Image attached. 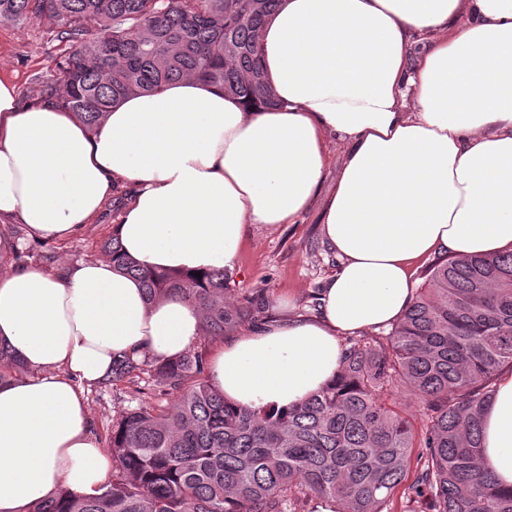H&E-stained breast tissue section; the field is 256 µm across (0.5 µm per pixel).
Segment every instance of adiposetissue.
<instances>
[{"label":"adipose tissue","instance_id":"ef3b65f1","mask_svg":"<svg viewBox=\"0 0 512 512\" xmlns=\"http://www.w3.org/2000/svg\"><path fill=\"white\" fill-rule=\"evenodd\" d=\"M259 42L271 108L183 78L91 128L0 79V224L66 240L123 181L112 233L147 271L231 268L247 225L297 223L335 168L321 222L339 266L319 316L232 338L209 365L214 389L256 410L318 392L342 336L400 319L422 258L512 250V0H280ZM331 135L346 145L335 166ZM201 328L196 305L148 300L111 259L1 274L0 343L27 373L0 383V512L100 494L113 462L87 389L113 357L167 360ZM481 465L512 487V371L483 419Z\"/></svg>","mask_w":512,"mask_h":512}]
</instances>
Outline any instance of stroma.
<instances>
[{
	"label": "stroma",
	"instance_id": "obj_1",
	"mask_svg": "<svg viewBox=\"0 0 512 512\" xmlns=\"http://www.w3.org/2000/svg\"><path fill=\"white\" fill-rule=\"evenodd\" d=\"M52 29V22L46 19L0 22V78L17 85L22 101L37 100L41 85L56 73L62 47L54 40ZM335 180V170H328L321 196L314 198L299 223L248 225L239 257L230 270L231 302L262 295L264 314L274 320L318 313L320 288L338 266L320 226L321 197L332 191ZM129 200V187H118L99 219L64 242L33 237L22 224H0V234L12 242L10 251L0 254V272L30 265L54 269L103 259L101 244L111 236L112 226ZM142 401L163 404L167 398L155 386L142 391L129 384L92 387L87 393L92 433L105 439L113 420Z\"/></svg>",
	"mask_w": 512,
	"mask_h": 512
}]
</instances>
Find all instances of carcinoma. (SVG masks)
<instances>
[{
	"label": "carcinoma",
	"mask_w": 512,
	"mask_h": 512,
	"mask_svg": "<svg viewBox=\"0 0 512 512\" xmlns=\"http://www.w3.org/2000/svg\"><path fill=\"white\" fill-rule=\"evenodd\" d=\"M279 0H0V21L48 18L67 45L40 97L93 128L122 98L193 77L250 108L275 104L258 34ZM149 300L198 304L210 338L245 320L226 300L229 274L151 273L133 260ZM512 369V252L450 258L386 338L347 342L334 383L286 409L254 411L214 390L206 360L112 363L107 384L155 383L174 399L140 404L112 422V483L96 497L66 491L32 512H512V490L480 466L483 418L500 372ZM24 372L0 346V381ZM424 403L415 434L381 392Z\"/></svg>",
	"instance_id": "1"
}]
</instances>
